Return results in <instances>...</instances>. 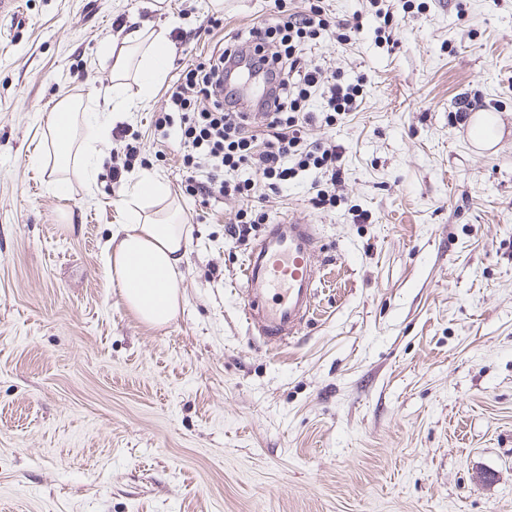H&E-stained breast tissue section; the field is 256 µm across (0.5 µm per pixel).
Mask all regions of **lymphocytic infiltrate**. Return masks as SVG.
<instances>
[{
	"label": "lymphocytic infiltrate",
	"mask_w": 512,
	"mask_h": 512,
	"mask_svg": "<svg viewBox=\"0 0 512 512\" xmlns=\"http://www.w3.org/2000/svg\"><path fill=\"white\" fill-rule=\"evenodd\" d=\"M360 28L359 17L335 18L323 0H308L307 11L282 8L273 24L218 39L203 62L185 69L167 89L164 108L153 115L161 142L178 143L183 151L182 190L246 200L258 184L273 188L314 171L325 186L313 206L334 204L344 179L340 155L307 131L316 122L334 128L338 116L359 106L364 90L362 84L328 78L307 49L322 37L347 44ZM247 42L254 67L271 84L255 113L241 111L234 91L224 86L226 67L238 63ZM316 94L324 100L317 113L307 107Z\"/></svg>",
	"instance_id": "f902f5d3"
}]
</instances>
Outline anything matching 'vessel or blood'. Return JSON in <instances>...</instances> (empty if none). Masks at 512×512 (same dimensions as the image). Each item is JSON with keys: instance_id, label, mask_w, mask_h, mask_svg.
Returning a JSON list of instances; mask_svg holds the SVG:
<instances>
[{"instance_id": "1", "label": "vessel or blood", "mask_w": 512, "mask_h": 512, "mask_svg": "<svg viewBox=\"0 0 512 512\" xmlns=\"http://www.w3.org/2000/svg\"><path fill=\"white\" fill-rule=\"evenodd\" d=\"M317 225L287 218L267 225L248 253L238 283L248 326L267 342L298 333L315 294Z\"/></svg>"}]
</instances>
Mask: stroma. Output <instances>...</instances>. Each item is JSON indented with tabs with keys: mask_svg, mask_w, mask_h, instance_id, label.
<instances>
[{
	"mask_svg": "<svg viewBox=\"0 0 512 512\" xmlns=\"http://www.w3.org/2000/svg\"><path fill=\"white\" fill-rule=\"evenodd\" d=\"M358 14L346 45L310 53L364 84L312 138L342 151L335 206L305 175L271 221L319 229L317 292L287 342L251 334L234 288L262 225L185 194L182 154L154 137L157 87L81 165L34 153L57 102L112 111L103 50L175 28L168 79L224 30L273 22V0H0V512H512V0H326ZM391 24L384 43L378 29ZM498 120L475 144L460 97ZM163 180L189 251L181 306L141 321L102 247L144 175Z\"/></svg>",
	"mask_w": 512,
	"mask_h": 512,
	"instance_id": "obj_1",
	"label": "stroma"
}]
</instances>
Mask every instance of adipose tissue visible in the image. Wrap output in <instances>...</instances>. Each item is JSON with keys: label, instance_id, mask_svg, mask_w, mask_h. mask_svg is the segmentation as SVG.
<instances>
[{"label": "adipose tissue", "instance_id": "adipose-tissue-1", "mask_svg": "<svg viewBox=\"0 0 512 512\" xmlns=\"http://www.w3.org/2000/svg\"><path fill=\"white\" fill-rule=\"evenodd\" d=\"M170 57L171 45L163 30L134 29L124 35L120 46L109 47L106 58L112 69L113 112L129 109L130 102L123 95L127 78H135L143 94H150L165 79ZM59 107L58 120L48 125L45 147L60 163L69 162L77 153L94 157L97 144L108 136L109 125L96 124L83 137H76L78 113L66 99L60 100ZM143 197L164 203L168 188L151 176L136 184L122 210L123 223L113 225L105 242V260L112 284L131 310L147 324L164 326L179 312L178 269L188 253L189 236L184 225L164 217L162 211L139 212L138 201Z\"/></svg>", "mask_w": 512, "mask_h": 512}]
</instances>
